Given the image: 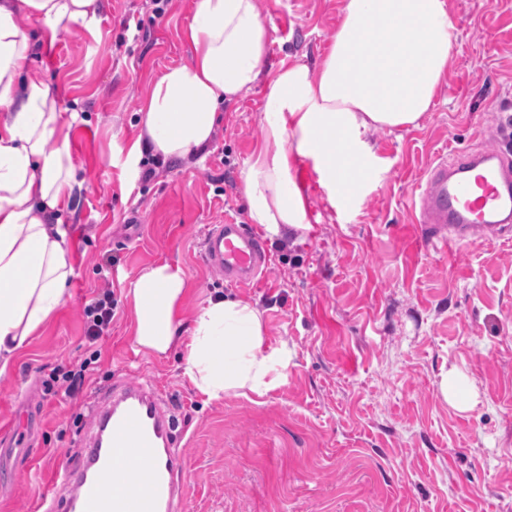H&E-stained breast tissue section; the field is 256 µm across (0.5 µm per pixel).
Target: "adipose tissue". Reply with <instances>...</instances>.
<instances>
[{
  "instance_id": "obj_1",
  "label": "adipose tissue",
  "mask_w": 512,
  "mask_h": 512,
  "mask_svg": "<svg viewBox=\"0 0 512 512\" xmlns=\"http://www.w3.org/2000/svg\"><path fill=\"white\" fill-rule=\"evenodd\" d=\"M101 7V0H0V107L8 111L0 124V379L64 304L73 274L68 229L55 220L77 185L70 131L29 67L33 47L17 17H37L54 37L77 24L93 27ZM183 37L192 59L152 85L130 163L145 145L165 160H192L209 146L221 105L259 80L268 31L256 0H192ZM455 38L447 0H346L321 66L281 65L265 85L263 142L241 172L251 223L277 238L304 229L305 202L291 173L297 158L341 206L359 200L377 160L369 132L417 126ZM187 292L184 269L168 262L131 282L135 352L180 350L183 377L211 401L261 397L284 382L288 350L267 344L257 307L218 295L187 330Z\"/></svg>"
}]
</instances>
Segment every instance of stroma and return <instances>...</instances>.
<instances>
[{
    "mask_svg": "<svg viewBox=\"0 0 512 512\" xmlns=\"http://www.w3.org/2000/svg\"><path fill=\"white\" fill-rule=\"evenodd\" d=\"M346 0H257L268 29L262 81L224 106L192 163L166 160L149 181L125 172L150 85L188 63L191 0H102L93 29L49 39L20 16L34 61L70 127L79 182L60 216L73 274L63 306L0 380V425L32 414L22 448L0 450V512H39L46 472L80 470L91 404L132 382L156 390L186 426L175 448L181 512H512V240L487 236L448 252L413 246L407 227L430 166L483 147L512 148V0H447L459 31L420 125L368 139L378 163L360 201L306 198L314 223L265 242L270 264L250 288L201 261L208 225L248 223L241 171L262 142L263 82L281 64L321 65ZM120 259L99 272L108 255ZM169 262L188 276L183 316L232 295L287 345L285 382L254 402L207 400L176 356L132 348L127 284ZM114 289L117 314L96 346L83 308ZM88 361L76 396H45L51 370ZM458 401L444 400L445 376Z\"/></svg>",
    "mask_w": 512,
    "mask_h": 512,
    "instance_id": "1",
    "label": "stroma"
}]
</instances>
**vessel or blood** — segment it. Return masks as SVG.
I'll return each instance as SVG.
<instances>
[{
  "instance_id": "1",
  "label": "vessel or blood",
  "mask_w": 512,
  "mask_h": 512,
  "mask_svg": "<svg viewBox=\"0 0 512 512\" xmlns=\"http://www.w3.org/2000/svg\"><path fill=\"white\" fill-rule=\"evenodd\" d=\"M421 205L411 226L416 246L444 251L492 235L512 239V152L487 149L439 160L428 171ZM203 260L229 283L258 282L269 258L259 231L227 220L213 225L203 242ZM94 435L80 473L55 471L45 484L72 485L68 496L51 500L45 512H179L173 453L178 421L163 413L155 393L130 383L108 405L92 413ZM142 470L138 494L125 491L126 452Z\"/></svg>"
}]
</instances>
